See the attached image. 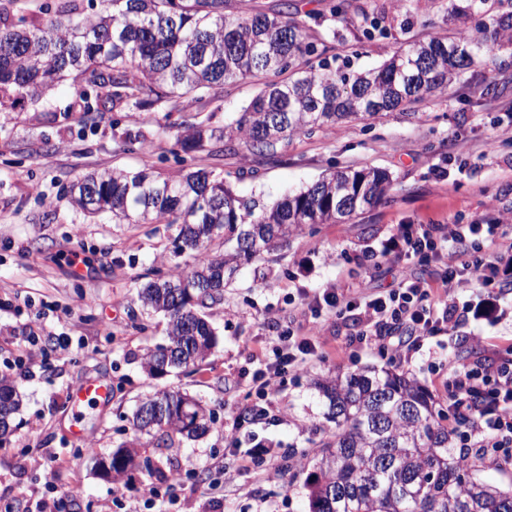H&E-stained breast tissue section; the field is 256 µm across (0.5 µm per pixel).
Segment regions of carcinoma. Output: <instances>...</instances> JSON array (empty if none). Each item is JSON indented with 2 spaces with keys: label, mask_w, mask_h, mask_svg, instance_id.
I'll list each match as a JSON object with an SVG mask.
<instances>
[{
  "label": "carcinoma",
  "mask_w": 512,
  "mask_h": 512,
  "mask_svg": "<svg viewBox=\"0 0 512 512\" xmlns=\"http://www.w3.org/2000/svg\"><path fill=\"white\" fill-rule=\"evenodd\" d=\"M0 0V108L37 101L63 80L79 86L82 121L95 125L119 109L163 108L194 93L203 98L230 80L264 78L235 122L221 131L203 121L176 125L186 152L215 139L256 157L278 154L299 134L335 128L359 117H381L447 90L465 70L498 50H512V14L482 26V36L459 42L433 37L395 51L376 70L351 80L309 56L326 36L283 0L272 12H248L235 0ZM356 14L388 34L385 4L367 8L339 0L335 20ZM390 175L374 167L342 168L268 205L239 196L224 175L198 168L162 176L114 167L69 187L85 215H112L114 224L177 226L171 255L191 263L171 267L138 291L141 306L166 319V342L143 353L150 378L200 369L216 345L208 310L224 302L239 267L272 254L316 224L343 222L387 193ZM323 434L312 453H288L309 468L306 512H512V487L481 478L469 449L448 430V410L405 373L363 366L316 378ZM21 395L0 377V445L14 431ZM214 412L178 390H153L130 418L135 439L174 448L203 436ZM142 467L159 481L178 475V461L141 457L123 443L101 462L114 482Z\"/></svg>",
  "instance_id": "1"
}]
</instances>
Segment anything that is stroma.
Segmentation results:
<instances>
[{
    "label": "stroma",
    "mask_w": 512,
    "mask_h": 512,
    "mask_svg": "<svg viewBox=\"0 0 512 512\" xmlns=\"http://www.w3.org/2000/svg\"><path fill=\"white\" fill-rule=\"evenodd\" d=\"M294 3L321 29L338 31L313 66L350 77L419 40L478 37L480 25L500 15L495 9L478 16L468 0H401L387 36L358 39L337 26L331 0ZM257 90L254 79L236 80L203 99L176 100L169 112H109L94 127L81 122L76 90L67 81L37 102L0 110V376L23 395L15 431L0 446V512H59L70 501L78 512H304L307 474L301 468L272 483L243 472L228 479L223 471L258 443L273 464L288 451L309 448L304 426L317 411L309 389L313 377L388 367L409 372L444 402L449 359L472 363L512 349V290L488 307L476 284L459 288L455 304L482 306L485 314L461 316L450 335L408 361L376 347H351L363 328L357 312L336 319L313 313L304 300L327 287L349 299L384 293L406 274L434 280V265L380 258L395 225L472 224L492 208L512 213V53L496 52L447 92L417 104L419 121L396 110L297 135L273 158L230 153L216 141L204 152L183 153L175 123L195 114L223 127L244 112ZM184 162L223 173L239 194L262 203L345 166L385 169L392 184L374 208L316 225L280 252L244 266L211 312L217 344L206 364L189 375L151 380L138 357L163 342L165 321L143 311L137 292L154 271L168 270L175 230L86 217L68 188L112 167L171 175ZM71 250L85 256L81 268L60 261ZM287 326L314 337L321 359L289 375L273 394L281 421L248 426L239 447L227 449L225 424L237 415L245 376L255 369L249 350ZM34 336H65L70 347L18 368ZM90 380L104 381L110 395L86 411L84 433L75 438L69 433L71 393ZM173 387L202 399L215 421L206 436L179 448L181 477L172 505L162 496L165 483L138 471L124 483L103 480L81 450L92 446L106 453L133 439L125 414L146 392Z\"/></svg>",
    "instance_id": "obj_1"
}]
</instances>
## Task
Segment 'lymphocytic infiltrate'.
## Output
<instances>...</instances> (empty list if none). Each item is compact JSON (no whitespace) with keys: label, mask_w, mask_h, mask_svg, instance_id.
<instances>
[{"label":"lymphocytic infiltrate","mask_w":512,"mask_h":512,"mask_svg":"<svg viewBox=\"0 0 512 512\" xmlns=\"http://www.w3.org/2000/svg\"><path fill=\"white\" fill-rule=\"evenodd\" d=\"M501 215L487 212L478 224H449L442 235L433 227L397 225L382 248L383 254L407 261L436 260L443 266L438 286L404 279L388 294L369 296L361 304L347 300L337 289L322 292L324 303L343 311L360 306L366 328L355 339L357 346L373 345L406 359L425 340L447 334L454 325L448 299L457 288L477 282L488 298L512 279V243L504 241ZM319 357L312 337L282 333L270 355L256 369L248 384L247 402L240 419L227 431L230 447H237L245 422L270 419L271 395L289 372L305 369ZM448 409L457 417L454 431L461 447L473 448L500 466L512 465V356L501 355L487 365L451 369Z\"/></svg>","instance_id":"obj_1"}]
</instances>
